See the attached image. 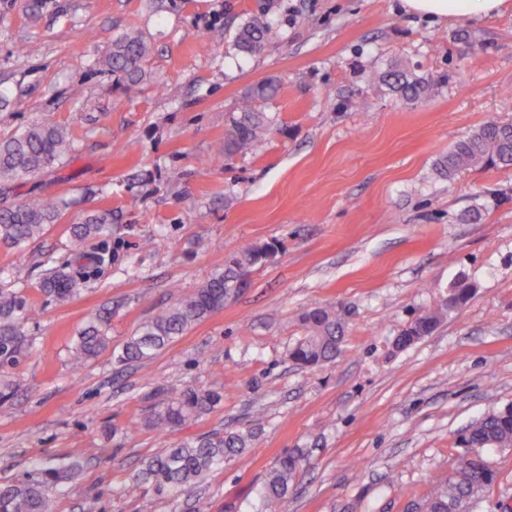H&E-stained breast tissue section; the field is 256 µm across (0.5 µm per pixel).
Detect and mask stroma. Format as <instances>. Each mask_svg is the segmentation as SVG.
<instances>
[{
    "label": "stroma",
    "instance_id": "35a3bbf8",
    "mask_svg": "<svg viewBox=\"0 0 512 512\" xmlns=\"http://www.w3.org/2000/svg\"><path fill=\"white\" fill-rule=\"evenodd\" d=\"M279 40L253 56L231 47L250 13ZM155 47L137 87L97 57L124 29ZM400 62L445 77L406 103L372 74ZM274 78L287 134L263 156L218 167L225 119L252 86ZM0 136L36 121L81 138L67 162L19 181L11 199L67 203L25 254L0 244V291L39 311L0 404V484L40 462L79 460L56 512H139L144 459L192 435L252 431L241 457L153 512H251L275 459L303 456L288 512H410L457 467L459 436L512 402V167H471L447 179L438 160L490 120H512V8L440 22L399 0H0ZM108 210L109 236L72 261L67 228ZM151 236L159 248L146 247ZM279 251L246 288L143 364L112 351L139 325L192 292L247 244ZM67 265L80 295L41 294L46 260ZM474 288L439 329L407 349L395 336L457 280ZM342 309L336 359L309 370L288 358L314 307ZM109 312L113 348L70 364L78 330ZM217 389L221 404L187 426L144 424L149 393ZM495 483L473 512H512V448L489 454Z\"/></svg>",
    "mask_w": 512,
    "mask_h": 512
}]
</instances>
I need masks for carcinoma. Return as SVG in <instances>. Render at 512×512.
Returning <instances> with one entry per match:
<instances>
[{
    "mask_svg": "<svg viewBox=\"0 0 512 512\" xmlns=\"http://www.w3.org/2000/svg\"><path fill=\"white\" fill-rule=\"evenodd\" d=\"M279 38V27L265 14L247 15L233 42L238 53L251 55ZM152 46L141 34L125 31L98 58L100 70L118 75L136 86L146 75ZM381 86L404 101L431 96L436 80L419 75L401 63L377 75ZM278 91L274 81L252 87L241 111L226 122L224 149L212 157L217 166L239 150L257 155L267 147V136L280 130L278 116L263 105ZM80 140L71 130L54 122H37L21 132L0 139V191L13 183L36 176L49 166L76 153ZM512 166V128L487 122L458 141L438 163L440 174L451 178L469 167L503 168ZM63 203L53 198H38L13 203L0 199V243L24 254L25 247L59 223ZM112 232V211L89 214L69 227L68 246L74 255L83 253L87 240ZM276 253L271 243L247 245L229 256L224 270L213 274L191 294L180 298L160 313L148 318L127 338L115 359L119 363L145 362L167 348L194 324L224 308L225 302L245 285L249 268L263 265ZM41 291L58 304H67L79 292L78 282L65 268L46 261ZM472 285L461 280L452 285L437 306L425 310L398 335L396 347L407 348L434 333L448 313L465 304ZM36 312L33 305L16 294L0 295V401L11 397L14 387L4 368L16 363L28 351L30 342L22 327ZM306 334L288 351L289 359L303 368H313L336 358L344 340L342 319L332 307H317L302 316ZM112 343L107 317L90 319L78 332L71 353V364L82 367L106 351ZM145 419L151 428L165 431L182 427L214 410L221 402L215 391L186 386L176 391L157 389ZM252 434L228 432L203 434L183 440L173 448H163L146 459L135 480L149 485L157 496L192 489L214 466L243 454ZM465 448L461 463L445 480L436 484L419 503L420 512H471V505L496 478L485 452L512 448V403L491 410L474 421L461 437ZM302 465L295 452L278 457L260 489L262 502L270 507L282 505L288 489ZM70 475L45 465L24 478L0 485V512H54V493Z\"/></svg>",
    "mask_w": 512,
    "mask_h": 512,
    "instance_id": "obj_1",
    "label": "carcinoma"
}]
</instances>
